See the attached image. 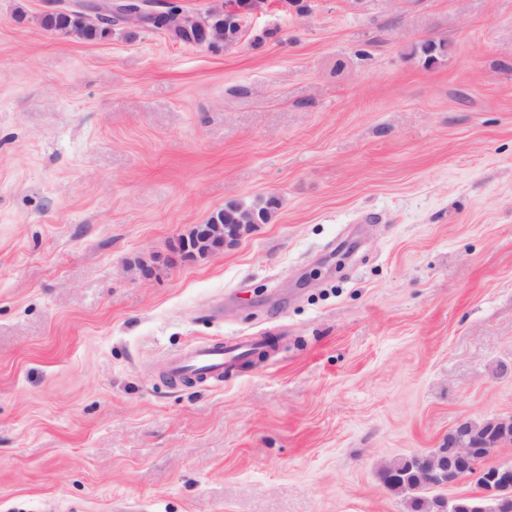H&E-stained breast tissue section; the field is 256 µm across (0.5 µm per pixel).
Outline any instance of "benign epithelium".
Wrapping results in <instances>:
<instances>
[{"label":"benign epithelium","instance_id":"1","mask_svg":"<svg viewBox=\"0 0 512 512\" xmlns=\"http://www.w3.org/2000/svg\"><path fill=\"white\" fill-rule=\"evenodd\" d=\"M141 0H73L71 12L78 15L95 14L108 21L119 15L127 24L141 25L144 10ZM250 225L239 224L230 233H224L222 224L198 225L194 233L177 238L178 249L187 259H205L234 247ZM511 419H495L477 427L460 420L448 432V439L438 448L416 453L412 459L426 463L420 484L427 488H450L462 479H468L480 490V496L498 503V508H512V462L493 467L487 465L489 449L499 447L497 435L507 431Z\"/></svg>","mask_w":512,"mask_h":512}]
</instances>
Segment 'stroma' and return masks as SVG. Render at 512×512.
Wrapping results in <instances>:
<instances>
[{"label":"stroma","mask_w":512,"mask_h":512,"mask_svg":"<svg viewBox=\"0 0 512 512\" xmlns=\"http://www.w3.org/2000/svg\"><path fill=\"white\" fill-rule=\"evenodd\" d=\"M301 4L196 45L0 0V512H407L386 464L512 416V0ZM44 26L51 30L71 27L78 36L86 39H94L98 36L102 37L107 34V31H104V27H100L92 21L88 24L84 22L81 24H74V22L68 19L67 15L51 14L44 20ZM275 205L276 200H268L263 206L229 202L210 218V224L196 225L191 231L196 233L178 237V249L187 259H205L232 248L249 230L251 224H266ZM235 224L239 225L231 233H224L225 227L229 229ZM261 347L259 341L248 345L224 342L199 344L184 356L170 360L167 372L179 380L204 379L220 383L224 380V374L231 369L228 362L237 357H250Z\"/></svg>","instance_id":"stroma-1"}]
</instances>
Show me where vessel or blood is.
Wrapping results in <instances>:
<instances>
[{
  "label": "vessel or blood",
  "mask_w": 512,
  "mask_h": 512,
  "mask_svg": "<svg viewBox=\"0 0 512 512\" xmlns=\"http://www.w3.org/2000/svg\"><path fill=\"white\" fill-rule=\"evenodd\" d=\"M259 343L230 344L204 343L193 347L187 354L170 360L168 373L176 379H204L220 383L235 358L252 356L259 350Z\"/></svg>",
  "instance_id": "1"
}]
</instances>
